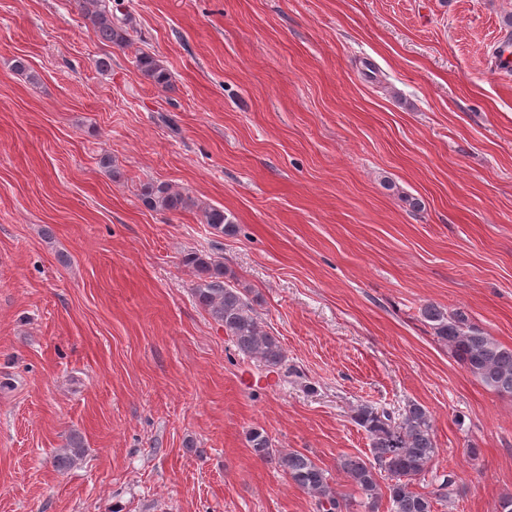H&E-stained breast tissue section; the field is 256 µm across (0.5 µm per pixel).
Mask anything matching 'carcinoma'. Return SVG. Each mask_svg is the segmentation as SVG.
Listing matches in <instances>:
<instances>
[{"instance_id": "carcinoma-1", "label": "carcinoma", "mask_w": 512, "mask_h": 512, "mask_svg": "<svg viewBox=\"0 0 512 512\" xmlns=\"http://www.w3.org/2000/svg\"><path fill=\"white\" fill-rule=\"evenodd\" d=\"M81 13L103 43L122 46L129 42L126 22L114 20L107 0H78ZM142 76L156 87L171 86L168 70L155 57L142 53L137 57ZM141 198L151 209L170 212L185 210L192 199L166 182L143 185ZM204 222L221 234L235 232L230 214L222 207L208 206ZM184 263L195 276L192 295L196 304L210 318L224 327L236 350L269 368H278L287 354L280 337L267 331L253 314L252 299L247 291L229 284L224 262L208 254L190 252ZM422 315L431 323L435 335L453 356L488 388L512 396V348L505 347L483 330L471 325L463 315L450 316L436 306L423 308ZM353 422L369 438V456H343L338 469L358 490L365 512H378L383 497H388L390 512H434L437 501L448 497L453 484L451 475L437 478L435 491L426 494L413 490V481L435 460L438 448L434 439L429 410L420 404L406 406L394 416L371 404L354 409ZM253 454L276 464L292 482L316 500L322 512H344L348 504L341 501L332 486L329 472L300 451L283 452L273 447L267 433L253 429L248 434ZM81 452V440L69 439L63 452L54 457V467L67 471ZM391 477L387 490H382L377 476Z\"/></svg>"}]
</instances>
